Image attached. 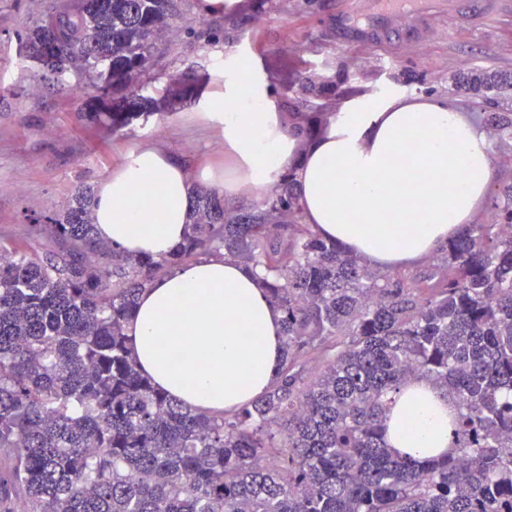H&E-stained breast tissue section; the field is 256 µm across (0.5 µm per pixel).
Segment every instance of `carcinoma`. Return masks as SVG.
<instances>
[{"mask_svg":"<svg viewBox=\"0 0 512 512\" xmlns=\"http://www.w3.org/2000/svg\"><path fill=\"white\" fill-rule=\"evenodd\" d=\"M19 35L29 61L85 75L82 114L114 128L139 105L175 0H60ZM512 81L471 73L476 93ZM326 112H307L306 135ZM493 130L512 141V118ZM291 175L260 202L204 190L183 241L162 259L100 240L85 185L38 229L40 256L0 241V512H512V185L494 219L470 224L437 262L381 273L301 222ZM261 267L283 315L273 386L208 415L141 373L125 333L141 291L198 256ZM323 360L310 377L307 363ZM426 380L453 403L444 455L388 444L394 395Z\"/></svg>","mask_w":512,"mask_h":512,"instance_id":"1","label":"carcinoma"}]
</instances>
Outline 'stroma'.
Masks as SVG:
<instances>
[{"mask_svg":"<svg viewBox=\"0 0 512 512\" xmlns=\"http://www.w3.org/2000/svg\"><path fill=\"white\" fill-rule=\"evenodd\" d=\"M58 0H0V237L42 254L49 240L37 224L68 204L76 185L97 187L131 148L151 143L198 166L224 159V143L200 115L220 78L224 56L241 55L269 83L284 120L293 113L339 112L351 100L387 94L445 97L479 121L512 116V85L475 94L462 78L476 69L512 72V12L481 20L432 12L425 31L405 39L398 19L390 39L376 45L337 44L331 18L341 0H242L237 12L198 16L195 0H177L179 20L166 33L145 95L165 98L168 77L203 92L165 98L161 111L119 129L87 126L79 114L82 78L62 86L32 81V63L17 35Z\"/></svg>","mask_w":512,"mask_h":512,"instance_id":"1","label":"stroma"}]
</instances>
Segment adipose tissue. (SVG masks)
I'll return each mask as SVG.
<instances>
[{
	"mask_svg": "<svg viewBox=\"0 0 512 512\" xmlns=\"http://www.w3.org/2000/svg\"><path fill=\"white\" fill-rule=\"evenodd\" d=\"M201 115L221 129L227 168L193 170L159 147L136 146L96 188L99 238L162 258L188 231L195 187L234 205L266 195L291 174L304 223L387 271L445 248L474 223L493 181L485 125L445 98H364L309 140L299 126L285 125L268 85L230 53ZM281 319L259 271L215 254L154 279L126 334L156 386L218 415L271 386L282 358ZM451 409L431 384L412 383L390 409V445L410 455L447 452Z\"/></svg>",
	"mask_w": 512,
	"mask_h": 512,
	"instance_id": "ef3b65f1",
	"label": "adipose tissue"
}]
</instances>
